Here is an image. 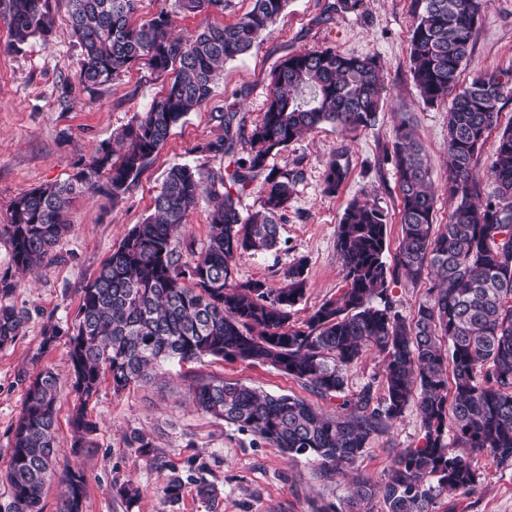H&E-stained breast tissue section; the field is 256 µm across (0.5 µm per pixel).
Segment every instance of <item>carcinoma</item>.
<instances>
[{"label": "carcinoma", "instance_id": "1", "mask_svg": "<svg viewBox=\"0 0 512 512\" xmlns=\"http://www.w3.org/2000/svg\"><path fill=\"white\" fill-rule=\"evenodd\" d=\"M138 0H68L71 28L81 48L79 80L95 87L140 63L153 73L174 72L163 96L123 129L120 151L101 146L84 169L62 183L35 187L11 204L0 234L11 247L12 266L26 273L50 257L67 232L70 203L102 195L116 203L138 181L173 128L211 97L224 61L270 32L288 0H254L235 22L209 25L194 38L173 35L172 15L224 13L231 0H172L153 17L132 22ZM487 0H414L409 72L428 106L451 101L448 111V223L435 224L431 168L402 117L385 149L399 191L402 241L395 266L385 260L389 218L367 200L345 209L336 252L346 288L291 324V310L308 288L306 261L273 288L235 281V260L277 249L285 212L300 172L268 167V159L305 132L330 124L349 134L373 128L382 112L383 65L375 56L312 48L285 57L273 72L261 118L246 129L237 112L217 115L224 136L203 147L230 159L232 171L204 181L187 164L172 166L154 197V212L134 226L83 288L79 320L69 336L68 359L80 401L71 420L75 453L93 446L97 431L86 407L104 376L124 390L165 361L204 356L269 364L322 398L345 392L346 374L367 351L383 357L384 394L368 384L343 399L345 413L326 416L298 396L264 394L222 380L193 387L199 410L237 427L289 456H303L326 473L353 471L369 442L416 402L423 445L400 452L384 481L353 477L346 506L314 512H363L379 496L385 512H437L444 492L469 493L479 474L473 454L485 452L512 468V127L498 138L489 165L495 190L485 193L475 170L487 134L497 125L500 103L512 97V71L485 73L463 87L460 75ZM11 46L51 34L49 0H0ZM245 143L249 149L239 152ZM264 175L260 209L242 214L239 199ZM348 171L328 166L324 191L335 193ZM211 203L213 233L207 248L189 261L171 247L201 196ZM405 274L431 278L412 318L389 295ZM17 282L0 276V348L23 331L27 313L6 301ZM25 384L22 410L12 428L4 512H43L55 467V414L59 378L48 366ZM60 512H84V470L66 463Z\"/></svg>", "mask_w": 512, "mask_h": 512}]
</instances>
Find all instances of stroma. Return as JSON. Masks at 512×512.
<instances>
[{
  "label": "stroma",
  "instance_id": "35a3bbf8",
  "mask_svg": "<svg viewBox=\"0 0 512 512\" xmlns=\"http://www.w3.org/2000/svg\"><path fill=\"white\" fill-rule=\"evenodd\" d=\"M334 0H288L269 34L244 55L226 61L211 98L189 113L155 153L130 193L120 203L94 195L75 200L68 212L70 230L54 245L52 261L20 279L10 303L28 311L20 336L0 348V504L10 492L4 476L10 464L11 429L16 423L25 387L19 371L51 366L60 378L56 406L58 464L80 463L87 479L88 512H311L312 505L341 504L348 480L320 476L306 458L285 457L277 448L254 442L236 427L198 411L191 402L195 384L211 379L238 382L279 395L305 398L327 414L340 413V399H324L269 365H251L205 357L166 365L159 377L114 392L103 380L88 413L98 424L94 446L77 455L72 449L71 414L76 400L68 361V336L76 321L82 290L125 235L153 211L154 197L168 168L186 163L206 175L223 174L228 159L206 152L224 128L220 112L244 113L257 122L266 105L271 71L285 56L311 48L330 47L345 54L375 55L384 65L385 105L374 128L348 134L321 126L269 160L271 167L298 170L302 179L285 214L276 251L238 258L237 282L261 280L278 288L284 273L306 259L307 293L291 312L301 324L309 312L340 295L345 285L336 252V231L353 200H367L389 216L387 263H394L401 241L395 171L386 161L393 126L407 117L429 156L437 198L435 221L447 223L448 107L425 105L409 74L408 38L412 0H364L356 12L333 9ZM224 13L177 14L173 32L193 36L210 24H224L249 11L252 0H232ZM53 20L49 42L31 39L21 50L9 49L8 25L0 19V225L8 223L10 204L19 193L68 179L84 168L100 145L116 135L166 85L140 65L120 80L86 89L78 79L81 50L73 37L66 0H50ZM512 71V0H488L471 56L460 81L469 84L486 72ZM348 171L336 194L324 191L330 161ZM210 206L200 201L171 243L183 256L206 249L212 228ZM58 336L52 345L44 339ZM139 430L153 443L151 455L127 447L124 436ZM419 410L409 406L403 417L377 436L359 461V472L372 481L385 477L400 450L423 444ZM478 483L467 495L442 494L439 512H512V469H500L485 454L475 456ZM172 477L183 485L176 503L161 497L160 487ZM214 485L215 502L197 494L199 481ZM140 488L135 501L121 498L125 482Z\"/></svg>",
  "mask_w": 512,
  "mask_h": 512
}]
</instances>
